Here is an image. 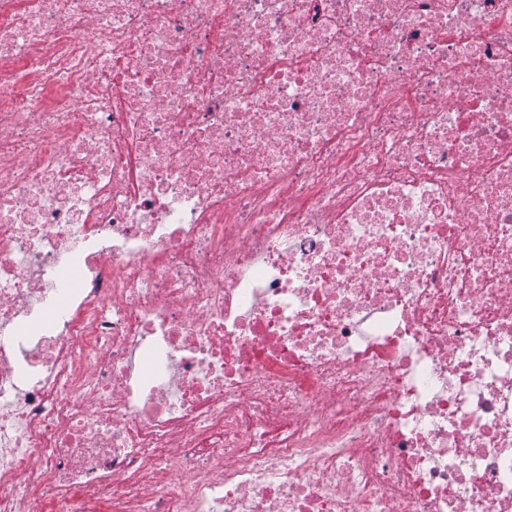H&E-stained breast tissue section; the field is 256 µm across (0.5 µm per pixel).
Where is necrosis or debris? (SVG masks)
I'll return each instance as SVG.
<instances>
[{
  "label": "necrosis or debris",
  "instance_id": "necrosis-or-debris-1",
  "mask_svg": "<svg viewBox=\"0 0 512 512\" xmlns=\"http://www.w3.org/2000/svg\"><path fill=\"white\" fill-rule=\"evenodd\" d=\"M0 512H512V0H0Z\"/></svg>",
  "mask_w": 512,
  "mask_h": 512
}]
</instances>
